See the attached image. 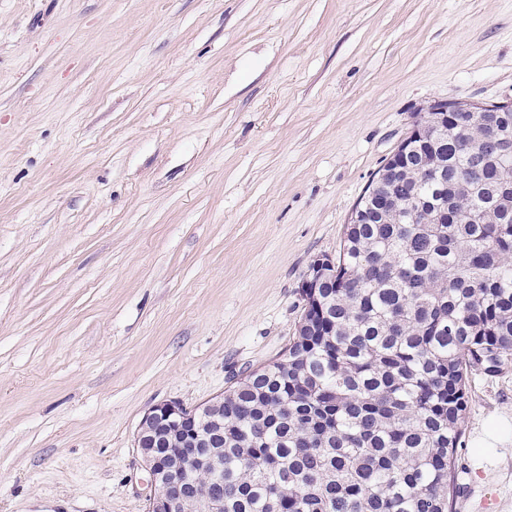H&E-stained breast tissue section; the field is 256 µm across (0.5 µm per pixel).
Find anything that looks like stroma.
<instances>
[{
	"instance_id": "stroma-1",
	"label": "stroma",
	"mask_w": 512,
	"mask_h": 512,
	"mask_svg": "<svg viewBox=\"0 0 512 512\" xmlns=\"http://www.w3.org/2000/svg\"><path fill=\"white\" fill-rule=\"evenodd\" d=\"M512 101V0H0V512H146L151 406L285 352L438 100ZM452 512H512V367Z\"/></svg>"
}]
</instances>
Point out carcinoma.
<instances>
[{
	"label": "carcinoma",
	"instance_id": "carcinoma-1",
	"mask_svg": "<svg viewBox=\"0 0 512 512\" xmlns=\"http://www.w3.org/2000/svg\"><path fill=\"white\" fill-rule=\"evenodd\" d=\"M442 179L419 149L384 192L403 223L349 224L301 293L283 357L224 392V512H450L469 378L512 365V112L447 113Z\"/></svg>",
	"mask_w": 512,
	"mask_h": 512
}]
</instances>
